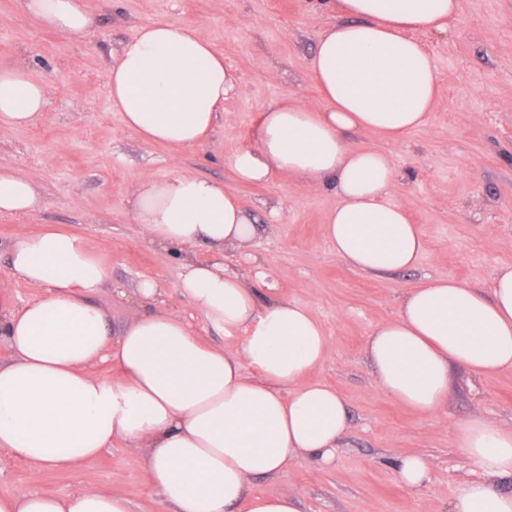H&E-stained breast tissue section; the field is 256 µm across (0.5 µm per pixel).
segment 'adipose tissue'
<instances>
[{
    "instance_id": "adipose-tissue-1",
    "label": "adipose tissue",
    "mask_w": 512,
    "mask_h": 512,
    "mask_svg": "<svg viewBox=\"0 0 512 512\" xmlns=\"http://www.w3.org/2000/svg\"><path fill=\"white\" fill-rule=\"evenodd\" d=\"M38 24L65 38L95 23L84 0H23ZM460 0H336L341 22L317 41L310 74L321 102L282 100L262 112L254 147L234 153L238 182L273 175L333 185L339 197L324 233L337 256L374 274L409 270L424 236L404 207L384 196L396 177L388 154L354 147L351 131L390 138L422 126L437 96L434 61L409 38L438 30ZM113 111L143 141L201 145L238 80L200 31L167 22L141 26L108 70ZM48 82L25 68L0 66V132L33 124L45 110ZM41 203L35 178L0 165V214L23 215ZM131 212L142 236L179 259L178 288L232 348L208 345L182 319L158 308L156 281H141L154 307L120 330L90 300L107 279L103 260L79 236L52 228L19 232L9 270L42 288L16 305L0 297V338L12 360L0 365V449L43 468L75 470L115 443L142 456L150 488L171 512H300L288 493H257L299 457L331 464L348 429L347 404L333 388L307 382L331 350L309 309L257 289L224 263V247L245 244L257 227L222 184L190 171L142 177ZM207 247L212 260L197 261ZM375 386L420 412L448 397V370L485 378L512 370V266L489 291L449 278L406 289L397 316L367 341ZM114 365L119 378L89 372ZM255 368L247 377L244 365ZM460 446L492 477L512 478V431L475 417ZM0 512H130L100 489L66 496L25 488L0 496ZM448 512H512V492L465 483Z\"/></svg>"
}]
</instances>
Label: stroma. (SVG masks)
I'll return each mask as SVG.
<instances>
[{"label": "stroma", "instance_id": "stroma-1", "mask_svg": "<svg viewBox=\"0 0 512 512\" xmlns=\"http://www.w3.org/2000/svg\"><path fill=\"white\" fill-rule=\"evenodd\" d=\"M97 26L66 39L37 26L21 0H0V65L21 66L51 82L39 120L0 133V164L37 179L43 204L24 217L0 214V295L25 303L41 289L15 280L9 253L19 230L75 233L103 260L107 282L93 303L121 328L148 310L139 280H155L161 307L185 320L210 345L224 346L177 288L179 263L144 238L128 205L146 175L190 170L223 184L257 224L246 249L228 248L224 262L247 282L264 276L277 294L308 307L329 336V358L309 378L336 388L348 405L350 429L330 465L298 459L255 491L297 493L300 512H448L468 481L485 479L460 448L461 425L473 416L512 431V371L478 378L450 373L444 405L432 413L406 407L378 390L366 356L377 325L393 319L403 291L451 278L488 291L497 270L512 264V0H460L444 30L416 32L438 77L424 125L390 142L352 134L357 147L386 150L396 169L388 202L406 208L425 239L411 270L364 274L339 258L324 235L339 198L318 183L275 175L268 183L237 182L228 160L255 144L262 112L284 97L318 104L309 60L319 36L339 16L336 0H85ZM164 21L205 34L235 73L238 91L224 102L204 146L176 149L144 142L111 107L107 71L122 43L144 24ZM422 455L430 480L404 488L397 459ZM30 486L57 494L98 488L126 498L131 512H165L146 480L144 461L117 443L75 471L41 470L0 453V495Z\"/></svg>", "mask_w": 512, "mask_h": 512}]
</instances>
